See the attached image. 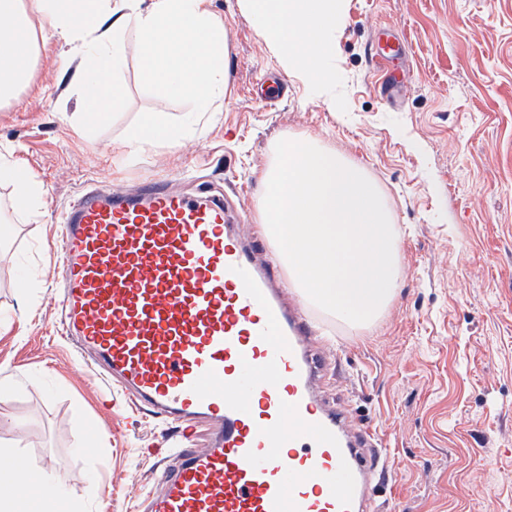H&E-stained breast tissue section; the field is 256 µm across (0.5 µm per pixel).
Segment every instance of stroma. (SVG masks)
<instances>
[{"instance_id": "35a3bbf8", "label": "stroma", "mask_w": 512, "mask_h": 512, "mask_svg": "<svg viewBox=\"0 0 512 512\" xmlns=\"http://www.w3.org/2000/svg\"><path fill=\"white\" fill-rule=\"evenodd\" d=\"M208 7L227 36L224 104L175 147L117 149L145 116L174 123L193 108L144 81L130 30L123 98L97 125H78L80 59L48 28L28 85L0 106V156L42 184L31 211L0 182V448L43 475L45 512H135L177 439L120 392L104 405L61 336L57 213L80 188L166 175L227 200L250 234L271 146L309 135L365 166L401 231L396 294L374 324L309 311L340 348L331 394L389 450L391 512H512V0H345L323 96L285 73L238 0ZM270 74L280 96L256 100Z\"/></svg>"}]
</instances>
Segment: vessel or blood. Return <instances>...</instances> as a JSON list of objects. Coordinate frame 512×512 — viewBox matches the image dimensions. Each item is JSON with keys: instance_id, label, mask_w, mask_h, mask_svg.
Instances as JSON below:
<instances>
[{"instance_id": "1", "label": "vessel or blood", "mask_w": 512, "mask_h": 512, "mask_svg": "<svg viewBox=\"0 0 512 512\" xmlns=\"http://www.w3.org/2000/svg\"><path fill=\"white\" fill-rule=\"evenodd\" d=\"M64 333L87 372L175 423L139 512H384L381 441L321 392L327 347L284 269L220 199L169 177L84 189L56 238Z\"/></svg>"}]
</instances>
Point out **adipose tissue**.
Instances as JSON below:
<instances>
[{
	"label": "adipose tissue",
	"instance_id": "adipose-tissue-1",
	"mask_svg": "<svg viewBox=\"0 0 512 512\" xmlns=\"http://www.w3.org/2000/svg\"><path fill=\"white\" fill-rule=\"evenodd\" d=\"M0 0V104L9 103L31 76L36 31L46 24L75 43L81 64L72 76L82 94L81 121L91 125L122 97L110 82L118 70L125 29L138 35L144 78L165 95L195 104L180 121L145 118L130 153L144 146L172 147L195 131L204 113L219 111L226 91L228 53L224 22L207 0ZM285 71L315 88L334 78L336 25L343 0H239Z\"/></svg>",
	"mask_w": 512,
	"mask_h": 512
}]
</instances>
